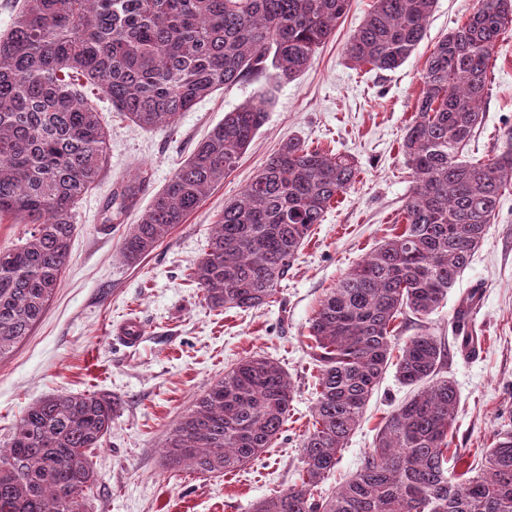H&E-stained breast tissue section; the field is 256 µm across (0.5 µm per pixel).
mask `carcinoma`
<instances>
[{
	"label": "carcinoma",
	"mask_w": 512,
	"mask_h": 512,
	"mask_svg": "<svg viewBox=\"0 0 512 512\" xmlns=\"http://www.w3.org/2000/svg\"><path fill=\"white\" fill-rule=\"evenodd\" d=\"M350 0H19L0 36V220L32 225L0 247V359L41 319L68 261L79 201L107 163L108 128L84 87L145 129L173 130L205 97L247 79H295ZM436 0H375L345 56L378 71L401 66L424 37ZM512 25V0H477L434 46L416 117L401 152L413 185L405 227L386 237L320 301L310 320L319 368L301 484L253 512H512V430L461 475L448 469L459 393L439 376L444 351L426 332L392 354L396 320L428 316L482 243L512 184V145L487 161L462 153L483 122L488 65ZM267 98L224 115L157 192L121 243L129 265L150 255L232 172L265 121ZM345 155L290 138L212 225L188 277L212 309L269 303L313 227L356 180ZM145 176L112 191L110 223L134 203ZM418 386L385 420L375 448L336 491H314L336 468L383 374ZM293 401L287 373L257 356L206 387L167 433L165 464L228 474L282 433ZM108 395H49L28 408L0 448V512H86L96 485L90 453L112 429Z\"/></svg>",
	"instance_id": "cac0c4a2"
}]
</instances>
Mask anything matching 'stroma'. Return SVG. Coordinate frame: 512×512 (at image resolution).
Listing matches in <instances>:
<instances>
[{
  "label": "stroma",
  "instance_id": "35a3bbf8",
  "mask_svg": "<svg viewBox=\"0 0 512 512\" xmlns=\"http://www.w3.org/2000/svg\"><path fill=\"white\" fill-rule=\"evenodd\" d=\"M373 2L350 0L330 39L294 80L277 86L247 80L216 91L184 113L174 131L142 129L99 99L109 131L107 165L75 212L70 256L52 301L31 335L0 360V445L25 410L45 396L96 392L117 399L112 430L92 458L98 483L88 512H252L257 501L298 485L319 375L310 320L342 275L402 224L412 176L400 144L415 119L421 72L435 43L474 4L438 0L408 60L380 72L344 55ZM262 94L269 99L266 122L237 168L139 265H126L122 240L153 195L226 112ZM483 111L465 159L494 158L512 143V29L492 52ZM291 137L353 157L357 179L315 225L271 303L250 311L210 309L189 281L188 268L205 250L225 201ZM141 170L147 179L135 206L105 223L113 188ZM471 294L474 306L463 309ZM130 319L143 330L134 347L115 334L116 325ZM397 325L399 340L424 331L442 344L441 374L455 382L460 396L452 447L486 448L498 431L512 429V188L447 299L430 315L408 313ZM249 356L278 362L293 385L288 420L273 447L225 475L167 467L163 435L207 385ZM410 393L395 368H388L321 494L356 472L386 417Z\"/></svg>",
  "mask_w": 512,
  "mask_h": 512
}]
</instances>
